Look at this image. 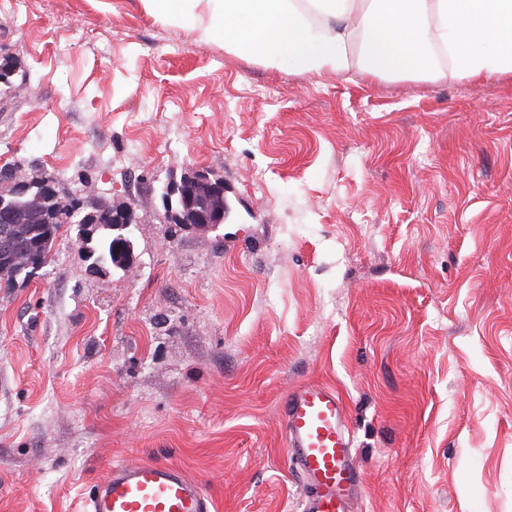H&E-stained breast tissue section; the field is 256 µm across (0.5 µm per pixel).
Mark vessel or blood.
Returning a JSON list of instances; mask_svg holds the SVG:
<instances>
[{
	"label": "vessel or blood",
	"mask_w": 512,
	"mask_h": 512,
	"mask_svg": "<svg viewBox=\"0 0 512 512\" xmlns=\"http://www.w3.org/2000/svg\"><path fill=\"white\" fill-rule=\"evenodd\" d=\"M289 452L306 482L302 512H354L357 472L339 392L310 384L281 401ZM84 512H213L202 485L174 464H113L84 503Z\"/></svg>",
	"instance_id": "1"
}]
</instances>
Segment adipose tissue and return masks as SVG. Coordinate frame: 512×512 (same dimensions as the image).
I'll return each instance as SVG.
<instances>
[{
  "instance_id": "ef3b65f1",
  "label": "adipose tissue",
  "mask_w": 512,
  "mask_h": 512,
  "mask_svg": "<svg viewBox=\"0 0 512 512\" xmlns=\"http://www.w3.org/2000/svg\"><path fill=\"white\" fill-rule=\"evenodd\" d=\"M157 20L272 67L472 85L512 78V0H141Z\"/></svg>"
}]
</instances>
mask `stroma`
Returning <instances> with one entry per match:
<instances>
[{"label": "stroma", "mask_w": 512, "mask_h": 512, "mask_svg": "<svg viewBox=\"0 0 512 512\" xmlns=\"http://www.w3.org/2000/svg\"><path fill=\"white\" fill-rule=\"evenodd\" d=\"M0 167L135 208L132 262L68 232L0 281V512H77L163 461L214 512H301L281 399L345 403L355 512H512V80L271 68L140 0H0ZM227 220L159 223L184 169Z\"/></svg>", "instance_id": "1"}]
</instances>
